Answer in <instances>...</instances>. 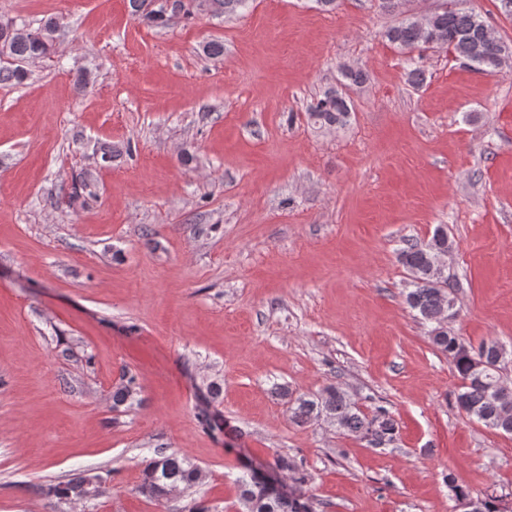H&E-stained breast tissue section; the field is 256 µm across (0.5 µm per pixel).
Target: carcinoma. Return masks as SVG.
Here are the masks:
<instances>
[{
  "instance_id": "carcinoma-1",
  "label": "carcinoma",
  "mask_w": 512,
  "mask_h": 512,
  "mask_svg": "<svg viewBox=\"0 0 512 512\" xmlns=\"http://www.w3.org/2000/svg\"><path fill=\"white\" fill-rule=\"evenodd\" d=\"M165 0H129L133 16L155 27H165L171 13L165 9ZM250 0H185L180 16L191 19L203 12L233 15L248 8ZM420 19L408 15L388 27L383 37L406 57L412 83L423 82V71L417 67L415 51L445 47L455 57L465 60L485 72L498 70L499 57L508 52L502 40L485 38L486 21L481 13L470 9L444 7L434 13L426 28ZM58 28L54 17L45 19L32 29L26 24L15 26V33L4 44L3 53L17 62L43 55L52 48ZM340 88L326 91L311 106V114L328 126L347 125L352 109L346 90L365 82L366 74L360 69L344 66L340 70ZM452 248L443 226L435 228L426 243L408 244L399 254L400 263L410 273V289L406 303L416 312L436 350L448 357L461 384L455 393L458 409L469 418L485 426L512 435V387L504 383L501 371L506 358L512 356L495 340L483 341L478 347L464 344L448 328V320L455 316V288L446 272L443 258ZM291 418L298 424L324 419L342 432L360 436L380 447L394 442L398 426L388 411L378 409L371 417L364 414L345 392L331 387L320 394L300 396L291 401ZM140 491L160 500L173 488L189 490L199 480V468L175 454H159L143 469ZM261 472L245 469L237 478L240 501L245 512H301L307 505L303 485L306 476L294 479L291 493L275 491L266 481L259 479ZM88 477H79L49 488V494L58 502L83 499V486Z\"/></svg>"
}]
</instances>
